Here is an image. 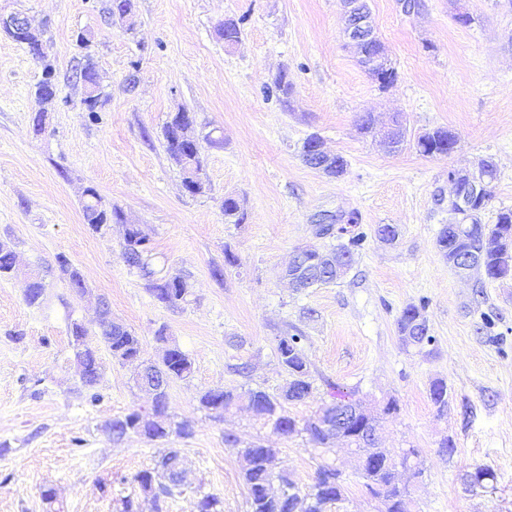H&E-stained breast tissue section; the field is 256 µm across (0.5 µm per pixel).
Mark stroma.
<instances>
[{"label":"stroma","instance_id":"obj_1","mask_svg":"<svg viewBox=\"0 0 512 512\" xmlns=\"http://www.w3.org/2000/svg\"><path fill=\"white\" fill-rule=\"evenodd\" d=\"M131 3L125 23L111 16L112 0H0V16L41 23L47 53L38 60L0 31V240L12 241L20 265L46 285L42 305L31 307L24 277L0 279V512H48L45 485L57 489L62 512H117L123 498L139 496L134 477L162 445L109 434L113 417L147 406L148 397L107 350L94 393L81 389L68 326L93 324L95 306L71 292L61 254L139 336L143 358H157L154 332L164 324L192 361L191 376L169 389L172 413L191 421L194 435L165 444L182 449L187 482L166 512H197L204 493L220 497L224 512H247L239 457L224 445L228 430L278 449L298 483L336 466L346 493L327 512H381L345 443L324 448L305 435L273 434L244 410L214 421L199 408L210 388L281 391L287 376L276 345L290 326L306 336L314 386L308 402L289 405L292 416L311 417L334 384L370 408L396 401L381 446L396 459L417 453L420 472L400 473L412 512H512V276H460L436 246L449 218V170L492 158L498 179L481 219L494 223L512 207V0H424L415 15L399 0H369L398 71L386 90L345 47L340 0ZM461 12L471 25L456 22ZM227 18L242 29L231 47L217 32ZM86 55L104 100L94 120L73 74ZM48 63L58 91L45 109L35 90ZM283 70L294 89L286 107L273 86ZM181 110L200 136L209 183L201 195L184 189L164 147V127ZM367 112L381 129L401 117V151L360 133ZM441 126L456 133L457 151L417 152L416 137ZM313 133L345 157L343 176L302 162ZM89 187L122 209L125 224L99 234L84 223ZM228 194L242 201L244 223H225ZM324 213L336 217L337 242L359 237L355 263L336 283L294 291L283 270L297 248L315 243ZM129 223L149 234L157 268L186 277L190 294L180 307L156 301L123 263ZM380 224L396 226L394 242L376 235ZM228 250L237 266L225 265ZM411 304L423 307L433 337L422 348L399 338L397 318ZM242 364L248 375L236 374ZM437 379L448 386L442 414L429 399ZM447 439L455 452L443 458ZM479 467L493 480L468 485Z\"/></svg>","mask_w":512,"mask_h":512}]
</instances>
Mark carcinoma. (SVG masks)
<instances>
[{"mask_svg": "<svg viewBox=\"0 0 512 512\" xmlns=\"http://www.w3.org/2000/svg\"><path fill=\"white\" fill-rule=\"evenodd\" d=\"M218 34L227 46L238 43L242 31L238 21L228 18L220 24ZM13 39L27 45L29 52L39 60H45L46 52L35 39L27 32L21 31L13 34ZM357 62L364 71L379 84V88L387 89L397 80L398 73L392 65L385 45L372 35L369 39L358 44L356 49ZM273 84L280 94L283 106H288L293 93V84L288 79V73L279 72ZM39 94L49 100L56 96L55 71L52 65L46 64L43 69L42 80L39 83ZM179 123V114H174L164 129L165 148L169 156L186 170L203 169L200 150H194L181 143L176 136V127ZM456 134L446 128L437 127L420 134L416 141V149L425 156L435 154H452L457 146ZM498 169L495 162L482 159L472 170V178L485 185L484 194L473 201L468 209L458 207L453 198L448 200V210L454 214V221L441 226L436 244L446 260L450 261L461 250L469 251L479 262L483 274L489 279H498L502 274L500 263V239L503 234L512 231V209L503 208L498 211L496 222L484 224L481 214L485 211L492 199L493 183L497 180ZM244 208L240 200L234 195L224 197V220L229 224H240L244 220ZM84 223L95 232L109 228L113 224L126 223L124 213L117 207L106 208L97 191L88 188L87 200L83 205ZM358 240L349 239L337 248L324 251L316 246H304L295 251V261L302 268V277L305 287L313 288L336 282L340 276L333 271L326 270L323 259L337 252L350 257L354 256ZM121 258L126 266L137 271L148 282L152 295L161 303L170 308H177L186 300L189 293L187 288H179L176 279L182 275L162 272L153 267V248L148 235L140 234L134 228L125 234L121 250ZM61 274L68 285H73L82 278V271L74 266L65 256L57 258ZM45 290L43 280L32 283L25 292V302L29 306L41 304ZM427 321L423 308L416 305L405 307L398 320V332L402 342L407 346H424L433 341L429 333L419 331L420 324ZM70 345L74 351L75 361L84 366L86 379L82 386L86 389L94 387L100 373L99 346H105L112 358L124 363L130 356L140 353V338L124 328L122 330L108 331L100 329L96 332V340L87 345L80 341L81 332L76 323L69 328ZM305 337L301 332L284 333L278 338L277 359L280 367L288 374L289 389L277 394L269 393L260 388H249L238 392L234 389L211 388L204 391L200 398V406L209 415L218 419L231 408L237 406L241 400L247 401V406L254 412V417L270 425L278 434L288 437L298 432L297 421L288 415L286 404L304 402L312 393V382L307 360L304 355L303 342ZM156 373L164 379V388L153 399V413L167 422L165 426L151 425V437L163 439L171 431L183 437L193 435V427L188 421L170 427L172 420L168 413L170 384L176 380L188 378L193 370L192 361L180 348L176 347L161 361L155 364ZM429 396L437 411L448 409V386L442 380L431 383ZM360 403L341 396L338 400L320 407L323 411V426L319 427L313 422L305 425V430L313 440L320 445H329L336 440L339 417L345 413L350 417L343 427V435L349 437L355 447L363 448L366 452V462L360 469V476L369 492L382 497L384 512H410L409 493L400 486L393 470L395 464L386 461L384 455L378 451V440L370 438L368 430L371 427L369 420L362 414L356 413ZM238 456L242 459L241 477L248 490L247 512H290L281 503H274L265 499L264 487L279 475L278 449L267 448L262 444L249 443L244 447L236 448ZM179 448H165L155 464L139 471L134 476L141 494L151 499L154 512H163L168 500L181 493L182 485L176 483L169 472L168 463L178 457ZM289 489L302 495L306 508L304 512H325L327 505L342 499L345 493L344 481L336 468L330 465L320 466L312 482L304 487L297 481L287 483ZM198 512H224V502L213 495L204 494L197 502Z\"/></svg>", "mask_w": 512, "mask_h": 512, "instance_id": "obj_1", "label": "carcinoma"}]
</instances>
